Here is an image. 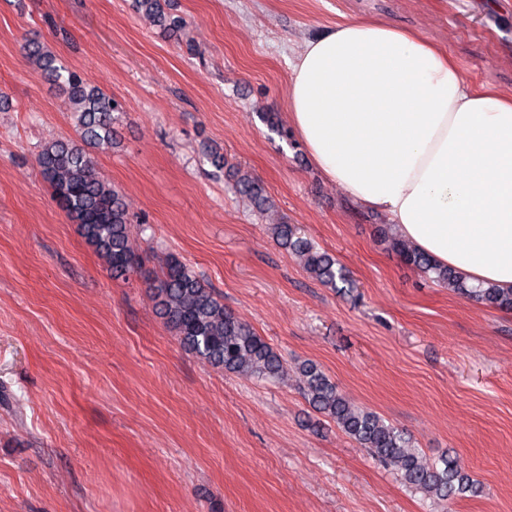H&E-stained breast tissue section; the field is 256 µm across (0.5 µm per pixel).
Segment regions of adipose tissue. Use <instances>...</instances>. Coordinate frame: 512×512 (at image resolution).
Wrapping results in <instances>:
<instances>
[{"label":"adipose tissue","instance_id":"adipose-tissue-1","mask_svg":"<svg viewBox=\"0 0 512 512\" xmlns=\"http://www.w3.org/2000/svg\"><path fill=\"white\" fill-rule=\"evenodd\" d=\"M288 119L318 172L401 239L512 291V93L414 31L351 19L292 60Z\"/></svg>","mask_w":512,"mask_h":512}]
</instances>
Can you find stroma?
<instances>
[{
    "mask_svg": "<svg viewBox=\"0 0 512 512\" xmlns=\"http://www.w3.org/2000/svg\"><path fill=\"white\" fill-rule=\"evenodd\" d=\"M179 37L131 0H0V512H512V312L465 299L384 242L387 217L314 167L288 123V61L351 18L419 32L475 84L512 90V0H173ZM44 41L121 101L99 176L129 208L141 268L112 278L36 164L71 137L34 74ZM259 178L252 212L204 147ZM297 225L352 283L313 280L270 224ZM289 365L483 485L436 503L314 412L295 380L224 374L185 353L150 286L168 255Z\"/></svg>",
    "mask_w": 512,
    "mask_h": 512,
    "instance_id": "stroma-1",
    "label": "stroma"
}]
</instances>
